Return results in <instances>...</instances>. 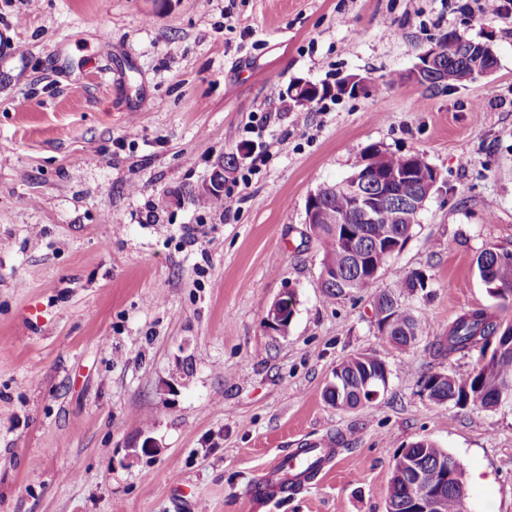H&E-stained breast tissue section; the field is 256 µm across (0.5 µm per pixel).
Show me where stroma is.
<instances>
[{"label": "stroma", "instance_id": "1", "mask_svg": "<svg viewBox=\"0 0 512 512\" xmlns=\"http://www.w3.org/2000/svg\"><path fill=\"white\" fill-rule=\"evenodd\" d=\"M473 2L0 0V512H386L394 457L421 438L461 465L466 512H512V408L422 391L479 363L428 350L495 309L473 261L512 251V10ZM450 30L494 32L496 72L401 80ZM350 74L379 85L325 112L286 95ZM373 144L423 154L440 188L373 285L328 303L306 198ZM229 156L231 213L177 202ZM416 270L428 286L403 301L422 331L401 352L377 299ZM287 289L283 335L264 317ZM358 353L387 387L333 407L323 391ZM327 441L303 490L252 495L276 457Z\"/></svg>", "mask_w": 512, "mask_h": 512}]
</instances>
